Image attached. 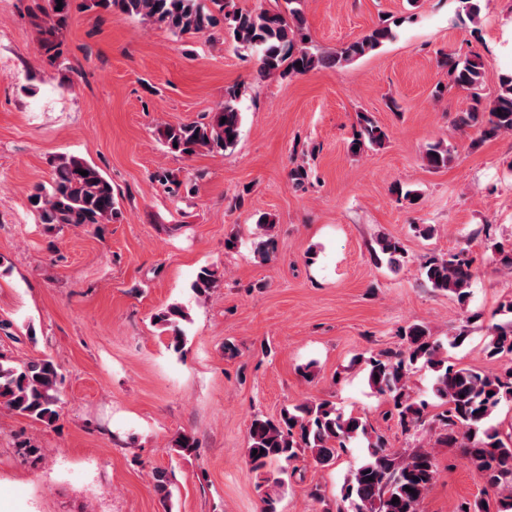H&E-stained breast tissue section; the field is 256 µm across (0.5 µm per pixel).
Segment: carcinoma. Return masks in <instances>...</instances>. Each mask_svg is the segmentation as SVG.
Listing matches in <instances>:
<instances>
[{
	"instance_id": "cac0c4a2",
	"label": "carcinoma",
	"mask_w": 512,
	"mask_h": 512,
	"mask_svg": "<svg viewBox=\"0 0 512 512\" xmlns=\"http://www.w3.org/2000/svg\"><path fill=\"white\" fill-rule=\"evenodd\" d=\"M215 10L202 7L199 0H92L104 11L117 10L129 16L167 25L176 34H206L217 24L215 13L224 15L227 34L242 47L257 54L261 75L285 78L307 72L319 65L341 66L378 49L393 38L392 29L378 26L360 39L345 44L332 55L314 54L304 47V17L301 9L288 13L279 9L224 13V0H210ZM73 0H49L46 19L39 25L40 45L52 63L63 56L60 34L66 25ZM61 10H55V7ZM441 65L449 79L467 92L468 107L457 118L461 128H473L478 144L501 134H512V72L500 77L497 95L490 103L480 92L483 62L480 57L464 59L442 54ZM239 89H225L224 108L211 114L206 123H179L159 129L160 141L172 154L193 156L201 150L225 151L236 146L241 115L237 108ZM358 137L350 148L362 151L379 145L385 137L381 128L360 116ZM451 149L438 141L427 147L423 159L431 169L448 166ZM88 175H81V171ZM174 197L180 196L183 182L169 171L155 175ZM31 206L40 222L47 225L109 224L118 216V200L112 182L93 164L77 156H59L53 165L49 185H40L31 194ZM371 259L396 270L404 262L405 251L395 238L381 236ZM496 262L512 272V243L494 244ZM432 288L451 293L462 306L468 304L477 268L465 250L431 257L421 265ZM220 281V274L203 267L191 284L194 295L206 299ZM505 320L487 327L488 356L512 355V300L501 304ZM188 313L179 304H170L154 315V321L169 331V347L180 352L187 336L182 328ZM403 346L384 350L366 361L369 387L386 399V415L404 431L426 425V404L409 391V374L421 365L434 376L433 395L445 406L432 423L444 431L438 442L458 449L485 488L498 497L497 512H512V433L503 434L492 423V413L512 402V368L500 374L459 367L442 356L440 344L430 339L428 328L412 324L400 331ZM62 375L49 357L14 363L0 356V406L22 416L52 422L59 416ZM366 443L367 454L341 488L344 506L337 512H420V505L436 475L432 451L419 448L396 454L385 448L377 434L360 415L347 414L330 401L304 402L286 408L274 421L255 417L249 428L247 463L263 490L261 512H278L283 475L297 471L291 464L307 451L315 464L325 468L335 464L340 450L353 440ZM414 492L407 491V488ZM397 498L399 502L392 503Z\"/></svg>"
}]
</instances>
